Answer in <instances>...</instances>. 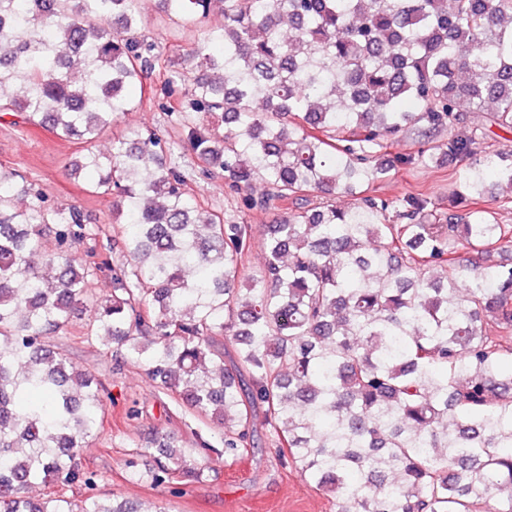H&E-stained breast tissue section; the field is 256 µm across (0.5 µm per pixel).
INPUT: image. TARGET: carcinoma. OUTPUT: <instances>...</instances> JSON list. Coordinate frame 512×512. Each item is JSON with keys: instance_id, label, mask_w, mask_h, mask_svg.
<instances>
[{"instance_id": "carcinoma-1", "label": "carcinoma", "mask_w": 512, "mask_h": 512, "mask_svg": "<svg viewBox=\"0 0 512 512\" xmlns=\"http://www.w3.org/2000/svg\"><path fill=\"white\" fill-rule=\"evenodd\" d=\"M158 2L185 26L224 15L191 77L166 71L162 108L199 173L275 212L264 261L246 266L251 225L191 198L165 135L97 148L164 60L141 0H0V112L80 144L70 174L125 224L117 264L108 245L77 256L99 235L81 209L0 175V512H140L66 496L98 478L80 448L103 385L45 337L83 315L178 410L224 427L222 452L156 439L139 474L153 486L249 453L259 407L282 462L336 512H512V145L490 136L512 132V0ZM411 128L419 149L393 151ZM446 162L463 169L446 210L366 194Z\"/></svg>"}]
</instances>
